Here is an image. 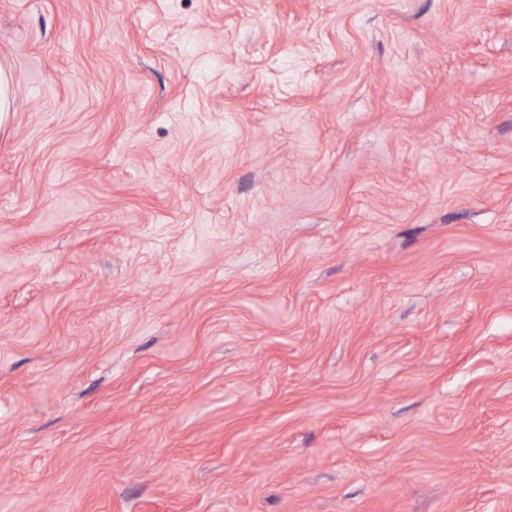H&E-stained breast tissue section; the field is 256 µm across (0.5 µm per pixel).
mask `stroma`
<instances>
[{"mask_svg": "<svg viewBox=\"0 0 512 512\" xmlns=\"http://www.w3.org/2000/svg\"><path fill=\"white\" fill-rule=\"evenodd\" d=\"M0 512H512V0H0ZM12 73L11 70L0 64V127L8 119L9 112L13 107V90H12Z\"/></svg>", "mask_w": 512, "mask_h": 512, "instance_id": "1", "label": "stroma"}]
</instances>
